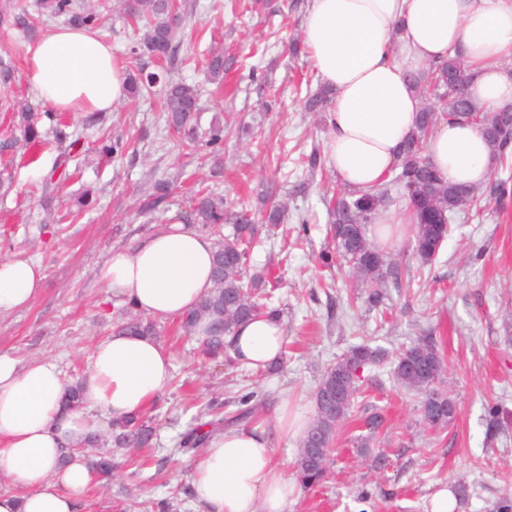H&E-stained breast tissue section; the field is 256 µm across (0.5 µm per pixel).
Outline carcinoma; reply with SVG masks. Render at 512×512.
<instances>
[{
  "mask_svg": "<svg viewBox=\"0 0 512 512\" xmlns=\"http://www.w3.org/2000/svg\"><path fill=\"white\" fill-rule=\"evenodd\" d=\"M123 4L128 16L146 21L142 37L130 48L131 57L171 61L180 45L178 29L192 6L188 3L179 6L175 0H123ZM59 17L75 27L95 29L100 24V14L83 8L78 0H37L32 12L24 0H7L0 6V24L29 39L36 37L43 19ZM207 75L215 83L224 81V54L216 53L210 58ZM410 79L422 94L456 98L459 108L453 115L466 118L480 128L496 161L502 163L512 155V134L509 133L512 115L498 109L482 111L473 105L470 77L459 55L432 63L424 72L410 75ZM128 82L129 95L133 98L162 86L166 125L180 134L186 145H195L196 114L201 110L200 94L195 86L172 82L164 71H147L142 65L128 74ZM330 95L329 88L319 87L306 99V109L320 111ZM0 108L11 113L12 125L26 144L34 146L41 141L40 105L24 98L6 101ZM437 119L438 113L429 107L420 112L416 129L405 144L399 171L391 182L363 193L351 192L334 206L331 233L336 254L353 269V274L365 288L366 301L372 307L382 305L383 288L395 275V268L368 240L367 225L375 219L378 207L391 197L392 190L402 191L418 216L413 249L423 264L436 259L448 237V219L458 214L471 220L484 216L485 205L479 191L448 183L423 155ZM325 163L324 154L317 148L304 156L303 164L311 173L322 170ZM169 191V181L155 182L142 199V210L158 209L168 199ZM183 223L195 224L201 231L214 236V286L209 297L189 314L180 317L179 327L184 335L192 336L200 321L210 319V327L201 340V354L215 361L226 355L224 337L232 335L240 323L267 314L277 317L282 310L263 302L271 284L269 272L263 268L247 271L249 254L261 243L262 227L255 212L227 203L220 194L201 190L196 194L190 212L183 216ZM224 225L231 227L227 235L220 233ZM117 330L134 336L158 335L155 322L145 314L133 311L131 306L127 307ZM383 359L381 349L362 343L351 347L321 375L313 394L314 417L307 434L299 439L302 449H317V458L298 452L295 473L301 486L315 487L327 479L337 430L354 406L363 372ZM444 369V358L430 338L418 339L401 349L393 361L394 382L418 395L420 416L432 428H445L455 420L446 413L430 416L426 412L430 395L448 398V390L441 385ZM338 392L347 394V399L336 398ZM239 405L238 410L223 416L221 405L212 402L203 414L211 416L208 425L219 430L251 419L262 408L252 391L240 396ZM380 423L381 417L376 412L364 417L368 434L359 437L357 442L361 454L371 453L369 444ZM153 435L152 419L141 414L112 422V443L117 448L145 447ZM210 435L211 432L202 431V427L193 426L181 435L178 447L171 452L201 447Z\"/></svg>",
  "mask_w": 512,
  "mask_h": 512,
  "instance_id": "1",
  "label": "carcinoma"
}]
</instances>
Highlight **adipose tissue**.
Masks as SVG:
<instances>
[{"mask_svg": "<svg viewBox=\"0 0 512 512\" xmlns=\"http://www.w3.org/2000/svg\"><path fill=\"white\" fill-rule=\"evenodd\" d=\"M304 43L333 95L328 164L342 185L363 191L399 163L420 111L410 73L459 54L477 106L512 103V0H309ZM25 79L58 112H109L126 97L125 69L112 46L85 30L55 28L27 52ZM426 154L449 182L479 188L492 172L491 147L473 123L439 121ZM213 240L187 224L111 250L97 277L113 305L165 321L182 316L213 287ZM45 280L28 258L0 259V316L29 306ZM281 319L239 325L226 339L233 360L264 371L281 363ZM167 350L153 338L112 332L81 377L82 405L67 410L71 381L55 360L0 354V473L16 487L0 493V512H78L95 479L82 449L90 434L145 409L171 383ZM305 413L281 405L214 433L191 477L201 512H286L297 484L275 460V440L302 437Z\"/></svg>", "mask_w": 512, "mask_h": 512, "instance_id": "obj_1", "label": "adipose tissue"}]
</instances>
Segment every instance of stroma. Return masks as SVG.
Listing matches in <instances>:
<instances>
[{
    "instance_id": "35a3bbf8",
    "label": "stroma",
    "mask_w": 512,
    "mask_h": 512,
    "mask_svg": "<svg viewBox=\"0 0 512 512\" xmlns=\"http://www.w3.org/2000/svg\"><path fill=\"white\" fill-rule=\"evenodd\" d=\"M191 2L169 74L200 88L198 136L223 123L222 165L202 142L185 147L168 130L158 87L124 99L95 123L71 117L69 131L79 143L66 160L51 138L34 150L11 145L10 118L0 113V158L12 161L14 176L10 193L0 196V257L37 259L46 274L29 307L0 317V353L23 361L52 357L67 377H80L93 345L123 315L97 279L110 249L134 247L173 224L198 190L254 209L259 192L273 186L288 216L264 234L251 263L268 269L283 309V362L262 376L233 360L204 363L196 339L184 336L176 321L158 322L157 339L172 363L169 390L146 409L158 422V442L117 453L114 477L95 480L79 512H157L163 498L171 499L173 512H195L183 490L203 451L171 456L167 450L206 404L217 400L231 412L236 397L253 390L271 419L282 401L312 405L322 370L351 346L367 341L392 353L423 336L433 337L445 355L457 420L444 429L427 427L417 396L395 385L390 361L366 368L354 415L336 435L326 482L299 489L288 512H429L434 493L458 482L469 492L458 512H492L499 498L512 496V199L500 205L485 196L480 222L456 216L429 265L416 258L412 233L404 231L384 248L399 279L386 288L385 309L369 307L358 300L347 266L320 259L328 244V204L341 184L331 169L311 174L299 163L312 148L325 147L329 135L325 113L305 109L308 88L320 82L313 64L287 50L303 36L307 0ZM83 5L101 13V37L127 60L143 25L128 19L120 0ZM30 46L18 31L0 26V61L14 70L10 84H0V98L32 97L24 76ZM216 48L226 62L220 85L205 73ZM110 137L124 139L123 156L99 154V140ZM159 179L172 184L166 206L141 214V194ZM302 217L309 228L303 241L297 238ZM368 405L383 417L374 441L375 452L387 458L380 469L354 448L363 433L356 417ZM491 405L500 410L494 424ZM362 490L370 494L364 502L357 499Z\"/></svg>"
}]
</instances>
